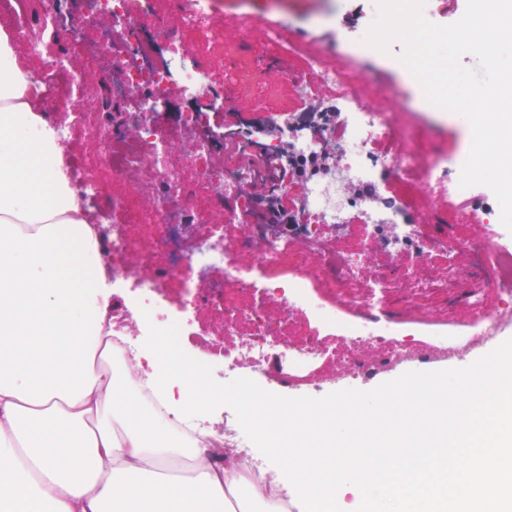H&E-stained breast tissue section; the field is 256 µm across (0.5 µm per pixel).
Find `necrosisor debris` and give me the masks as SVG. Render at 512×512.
Masks as SVG:
<instances>
[{
  "label": "necrosis or debris",
  "mask_w": 512,
  "mask_h": 512,
  "mask_svg": "<svg viewBox=\"0 0 512 512\" xmlns=\"http://www.w3.org/2000/svg\"><path fill=\"white\" fill-rule=\"evenodd\" d=\"M215 2L184 0L180 13L167 22L171 33L162 44L152 32L156 0H86L75 18L73 45L62 51L46 34L59 0H40L36 25L29 21L30 0H0V8L14 19L20 53L40 64L34 84L43 117L66 147L71 185L92 218L95 246L85 262L103 264L113 287L136 289V304L148 310L154 326L181 322L186 314L207 317L211 336L198 342V359L227 376L247 370L285 384L293 379L292 369L321 356L315 342L289 347L276 340L282 325L304 307L319 323L339 329L351 349L376 346L386 365L414 361L421 344L396 339L392 323L380 319L392 309L410 308L411 298H385L378 291L402 277L417 279L434 294L452 295L455 278L439 281L429 275V264L440 258L452 268L467 264L468 304L479 312L469 326L473 341L498 333L512 318L511 244L447 233L425 238L404 200L374 192L360 197L345 189L349 182L374 189L390 172L406 182L421 181L430 196L448 186L458 199L455 215L465 223L475 195L473 189L460 188V167L426 158L396 130L388 113L370 105V87L302 40L288 50L305 54V70L288 65L281 74L300 99L309 95L308 73L334 86L332 107L342 114L341 123L327 125L305 112L284 113L282 130L290 135L286 144L267 133L269 120L259 112L241 113L231 127L216 124L238 89L236 78L218 84L210 72L211 57L224 53V38L213 36L208 51L188 47L182 39L185 30L211 26ZM94 34L101 38L103 54L88 50ZM100 83L119 111H98L94 98ZM289 162L309 166L292 229L252 195L258 183L274 193L289 191L280 177ZM354 222L369 233L386 224L398 226L388 245L407 252L413 264L398 276L377 271L366 293L329 305L318 289L358 280L364 260L339 248L327 229ZM228 224L243 225L244 235L226 236ZM252 274L279 306L278 323L267 322L255 303L236 295ZM490 289L499 292L501 305L485 313L482 301ZM108 318L112 351L96 358L98 371L135 355L126 306L112 307ZM242 322L252 324V332L237 335ZM132 390L161 430L189 443L204 441L214 466L235 461L249 478L260 479L265 462L252 453L251 440L236 424L175 418L143 377Z\"/></svg>",
  "instance_id": "4bbe7bcc"
}]
</instances>
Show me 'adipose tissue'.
I'll return each instance as SVG.
<instances>
[{
  "label": "adipose tissue",
  "instance_id": "adipose-tissue-1",
  "mask_svg": "<svg viewBox=\"0 0 512 512\" xmlns=\"http://www.w3.org/2000/svg\"><path fill=\"white\" fill-rule=\"evenodd\" d=\"M0 512H288L275 470L253 484L216 468L204 442L154 432L125 393L140 370L169 413L211 393L164 343L98 373L111 286L86 266L92 240L63 149L38 114L32 71L0 26ZM35 139H27L28 129Z\"/></svg>",
  "mask_w": 512,
  "mask_h": 512
}]
</instances>
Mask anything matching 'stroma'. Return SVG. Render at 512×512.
I'll return each mask as SVG.
<instances>
[{
	"mask_svg": "<svg viewBox=\"0 0 512 512\" xmlns=\"http://www.w3.org/2000/svg\"><path fill=\"white\" fill-rule=\"evenodd\" d=\"M244 14L251 16L256 24L253 31L254 54L240 58L235 65L245 81L232 110L224 114L228 122L235 121L240 112L262 110L274 116L281 111L301 107L288 82L265 80L253 84L247 80L252 70V60L256 57L272 64L286 55L293 67L301 69L305 66L303 54L289 53L287 39L270 42L267 28L287 25L289 36L310 37L321 51L336 55L345 52L343 34L355 23L354 16L346 9L345 0H222L217 17L223 26L225 46L230 47L238 42V19ZM402 51V45L396 43L388 54L360 61L353 59L349 65L358 72L360 79L374 83L371 106L391 111L392 122L401 133L417 142L424 154L440 155L448 161H456L471 145L472 131L464 117L430 109L420 85L399 60ZM383 192L387 196L405 200L415 211L435 209L440 215L449 216L455 206L451 193L443 192L430 198L421 191L419 182L408 184L392 175L386 176ZM389 235L390 230L385 226L367 236L360 225L353 224L348 230L340 232L339 241L343 246L362 254L364 272L369 275L383 266L395 270L408 263L409 254L387 248ZM402 293L412 297L414 305L402 315L396 330L403 335H414L422 343L427 342L426 331L430 328L445 330L448 343H456L463 338L466 325L475 316L474 311L466 306L449 309L447 304L435 301L432 295L415 288H403ZM410 369V364L403 363L381 368L371 374L359 370L351 375L335 363L327 362L301 374L290 386L271 383L267 389L290 397H321L347 388L369 390Z\"/></svg>",
	"mask_w": 512,
	"mask_h": 512,
	"instance_id": "obj_1",
	"label": "stroma"
}]
</instances>
